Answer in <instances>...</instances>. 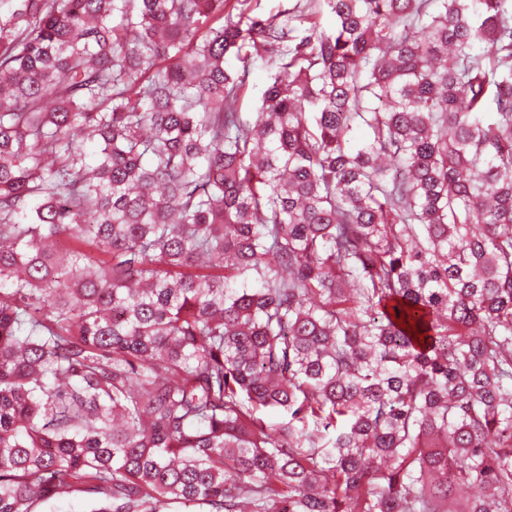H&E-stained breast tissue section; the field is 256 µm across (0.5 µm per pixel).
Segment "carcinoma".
Returning <instances> with one entry per match:
<instances>
[{
  "label": "carcinoma",
  "instance_id": "carcinoma-1",
  "mask_svg": "<svg viewBox=\"0 0 512 512\" xmlns=\"http://www.w3.org/2000/svg\"><path fill=\"white\" fill-rule=\"evenodd\" d=\"M6 3L0 512H512V0ZM270 74V63L266 60L256 59L251 63L247 78L248 94L240 102L238 111L242 113L244 119H252L258 97L268 83Z\"/></svg>",
  "mask_w": 512,
  "mask_h": 512
}]
</instances>
